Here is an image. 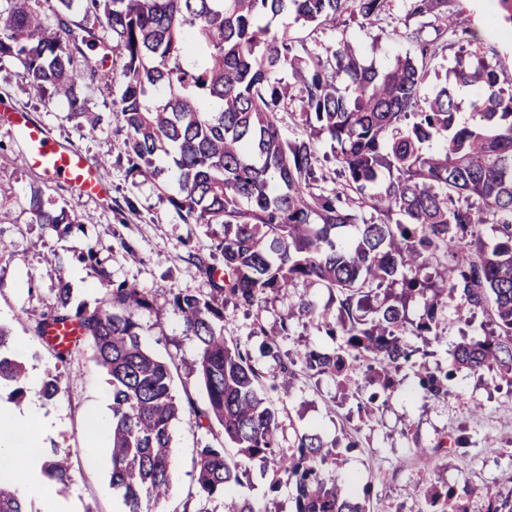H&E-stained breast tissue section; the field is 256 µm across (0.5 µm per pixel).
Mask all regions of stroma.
<instances>
[{
    "instance_id": "35a3bbf8",
    "label": "stroma",
    "mask_w": 512,
    "mask_h": 512,
    "mask_svg": "<svg viewBox=\"0 0 512 512\" xmlns=\"http://www.w3.org/2000/svg\"><path fill=\"white\" fill-rule=\"evenodd\" d=\"M497 0H457L455 25L477 29L487 57L512 55V36L486 17L496 11ZM406 13L403 0H391L381 20L372 26L350 23L330 29H314L285 17L281 26L309 42L328 45L340 39L351 41L364 60L377 65L405 54L406 43L388 38L392 26ZM20 64L11 58L0 60V105L25 112L46 134L64 147L80 150L90 162L105 160L100 178L102 195L82 197L64 182L21 163V143L0 128V324L11 331L12 353L24 362L28 373L61 375L62 391L53 400H42L45 416L59 425L57 433L45 436V448H60L70 454L71 480L67 486L45 480L47 496L75 501L80 512H122V505L110 485V462L105 449L91 451L88 413L95 407H109L107 375L92 360L87 340H80L66 362H59L53 350L33 332L34 318L52 303L59 282H67L74 303L96 306L103 296L94 270L78 257L94 250L98 261L114 282L126 281L144 288L156 301L154 311L142 313L138 322L143 344L171 374L176 399H194L205 405L206 392L188 360L199 349L195 336L184 330L181 316L168 304L182 292L211 297L213 285L198 266L199 259L218 265L222 259L215 249L218 226L184 224L168 202L178 190L175 180L160 183L130 172L123 149L125 134L109 126L96 136H87L81 118L71 116L68 97L53 88L41 91L22 79ZM39 195L44 206H64L74 211L79 231L60 237L45 226L32 223L30 200ZM312 301L318 308H335L336 296L323 284L298 281L289 293L279 294L247 310L224 299V334L247 348L257 367H268L262 353L267 338H275L280 353L296 356L304 345L336 349L338 340L317 331L315 326L292 318L289 335L278 333L281 317L298 299ZM263 325L264 334L254 332ZM465 324L454 308L440 318L437 335L411 337L415 346L428 354L417 366L403 365L396 374L398 384L380 396L370 414L357 405L366 401L370 388L344 390L336 378L299 375L290 389L265 382L263 391L279 415V440L292 446L298 434H318L330 452H341L345 463L341 475L355 477L348 491L366 496L370 512H422L424 503L418 488L429 482L446 485L466 481L481 487L500 482L512 472V387L489 376L458 373L452 396L424 397L418 387L419 367L448 370L450 350L461 341ZM466 435L469 443L462 452L436 454L438 441ZM171 492L163 505L147 502L144 512H226L222 496L205 497L196 483L194 457L201 445L213 442L206 430L196 428L188 416H181L172 430ZM501 438L491 448L487 437ZM272 467L252 464L250 476L237 488L239 497L249 499L261 512H292L293 490L280 483L271 490Z\"/></svg>"
}]
</instances>
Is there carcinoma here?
Returning a JSON list of instances; mask_svg holds the SVG:
<instances>
[{"instance_id": "cac0c4a2", "label": "carcinoma", "mask_w": 512, "mask_h": 512, "mask_svg": "<svg viewBox=\"0 0 512 512\" xmlns=\"http://www.w3.org/2000/svg\"><path fill=\"white\" fill-rule=\"evenodd\" d=\"M0 8V60L21 65L34 87L73 89L102 76L120 85L112 120L126 131L131 170L158 179L155 165L171 157L179 192L168 200L184 224H217L216 244L224 277L214 289L243 307L265 295L314 280L336 290V312L299 299L295 309L347 347H307L284 362L275 342L263 354L264 373L247 349L228 344L224 313L215 300L176 294L170 305L185 331L196 336L193 360L207 393L203 409L184 407L171 391L169 368L142 344L137 315L156 307L135 284H116L98 271L103 305H72L60 282L53 303L36 319L38 336L71 325L89 341L92 359L112 390L108 452L112 489L125 512H143L169 495L172 426L190 412L199 428L218 426L242 460L229 463L225 448L209 443L196 451V482L210 498L231 495L249 478L248 464L273 465L293 487L294 512H365L342 494L339 478L316 434L297 436L285 449L275 410L261 395L265 379L287 388L295 366L310 375H334L348 386L375 388L358 409L369 412L395 373L420 350L406 331L432 334L448 303L488 317L490 330L457 343L452 368L418 374L432 397L448 395L457 372L500 378L512 386V57L485 58L471 28L448 29L454 0H404L406 18H430L435 37L394 26L405 55L380 67L363 64L347 40L309 45L274 26L282 17L316 27L348 18L373 24L389 0H86L104 35L69 21L73 0H56L54 21L37 0H7ZM458 45L451 82L422 93L439 41ZM95 52L94 65L73 69V51ZM475 87L473 123L457 121V91ZM85 129L102 130V115L70 97ZM297 126L328 137L332 157L312 140H285L279 113ZM333 161L336 178L318 174ZM32 222L65 235L76 225L73 210L31 206ZM491 225L493 242L481 227ZM439 256L440 281L421 278ZM401 284L396 289L394 285ZM421 300L418 322L408 317ZM10 330L0 324V383L22 395L24 363L5 353ZM44 470L58 485L70 479L68 459L54 450ZM511 488H476L469 482L418 489L433 512H512ZM0 512H27L15 492L0 487Z\"/></svg>"}]
</instances>
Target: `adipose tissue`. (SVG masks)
Here are the masks:
<instances>
[{
  "instance_id": "obj_1",
  "label": "adipose tissue",
  "mask_w": 512,
  "mask_h": 512,
  "mask_svg": "<svg viewBox=\"0 0 512 512\" xmlns=\"http://www.w3.org/2000/svg\"><path fill=\"white\" fill-rule=\"evenodd\" d=\"M40 419V432L30 424ZM56 426L46 418L38 401L25 408L0 402V482L19 489L27 496L39 495L42 488L43 457L40 433H53Z\"/></svg>"
}]
</instances>
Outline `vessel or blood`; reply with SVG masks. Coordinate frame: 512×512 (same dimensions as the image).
I'll use <instances>...</instances> for the list:
<instances>
[{"instance_id": "vessel-or-blood-1", "label": "vessel or blood", "mask_w": 512, "mask_h": 512, "mask_svg": "<svg viewBox=\"0 0 512 512\" xmlns=\"http://www.w3.org/2000/svg\"><path fill=\"white\" fill-rule=\"evenodd\" d=\"M6 127L11 135L21 138L26 145L21 155L24 164L40 168L48 176L68 183L79 195L103 193L98 165L90 163L79 150L52 142L41 127L28 119L26 113L8 112Z\"/></svg>"}]
</instances>
